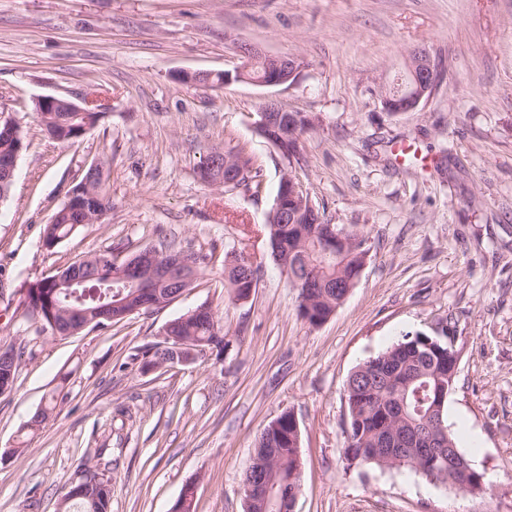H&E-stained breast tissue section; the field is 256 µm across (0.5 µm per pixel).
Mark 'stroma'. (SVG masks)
I'll return each instance as SVG.
<instances>
[{"instance_id":"1","label":"stroma","mask_w":512,"mask_h":512,"mask_svg":"<svg viewBox=\"0 0 512 512\" xmlns=\"http://www.w3.org/2000/svg\"><path fill=\"white\" fill-rule=\"evenodd\" d=\"M250 45L301 62L293 85L211 91L178 71L235 72ZM425 47L442 64L428 101L384 112L382 85ZM100 95L106 115L71 144L50 139L44 96ZM315 116L295 157L256 134L259 102ZM0 108L24 148L0 202V348L19 370L0 395V512H58L81 464L111 451L109 512H170L186 485L194 512H245L241 478L256 435L282 412L300 430L295 512H512V0H0ZM245 147L261 190L205 181L212 148ZM106 163L101 220L49 249L43 229L92 162ZM293 173L333 224L363 230L369 257L322 325L266 229ZM234 249L262 260L245 301L221 270L162 308L71 336L27 314V290L103 250ZM207 304L226 346L142 368L165 325ZM447 336L458 356L451 431L485 476L481 495L408 469L348 460L346 383L401 340ZM56 395L37 430L28 422Z\"/></svg>"}]
</instances>
